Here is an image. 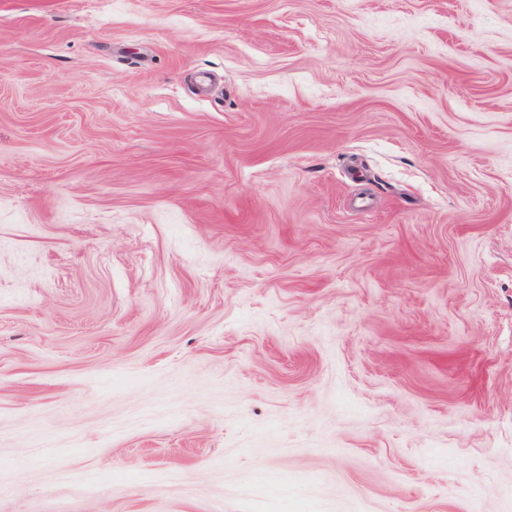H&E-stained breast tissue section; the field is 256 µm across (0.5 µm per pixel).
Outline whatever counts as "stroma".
<instances>
[{
    "instance_id": "1",
    "label": "stroma",
    "mask_w": 512,
    "mask_h": 512,
    "mask_svg": "<svg viewBox=\"0 0 512 512\" xmlns=\"http://www.w3.org/2000/svg\"><path fill=\"white\" fill-rule=\"evenodd\" d=\"M0 512H512V0H0Z\"/></svg>"
}]
</instances>
